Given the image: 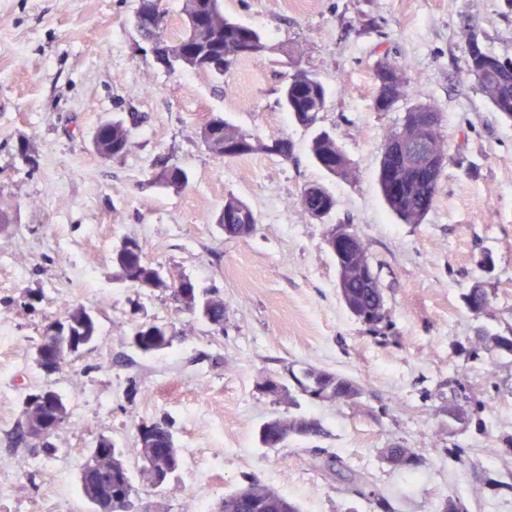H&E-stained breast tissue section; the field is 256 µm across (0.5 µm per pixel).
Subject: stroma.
I'll return each mask as SVG.
<instances>
[{"label": "stroma", "mask_w": 512, "mask_h": 512, "mask_svg": "<svg viewBox=\"0 0 512 512\" xmlns=\"http://www.w3.org/2000/svg\"><path fill=\"white\" fill-rule=\"evenodd\" d=\"M137 0H0V512H90L79 474L99 438L130 470L136 428L167 421L181 455L174 478L139 487L135 512H219L225 495L256 482L301 512H377L355 480L377 484L396 512H512V355L490 342L512 336V121L475 84H459L462 30L512 57V0H222L225 16L274 46L216 80L157 64L134 25ZM327 89L315 129L279 104L289 72L278 46ZM410 66L412 98L434 102L448 142L436 202L422 223L385 206L376 181L380 146L401 112H377L372 67L381 56ZM138 114L128 153L100 158L102 122ZM223 116L268 144L289 138L290 159L267 152L215 158L200 128ZM347 156L348 179L309 152L314 130ZM29 139L38 158L17 154ZM187 170L181 192L149 186L162 156ZM336 198L323 220L300 193ZM259 222L245 238L215 222L227 196ZM347 224L363 240L385 299L372 328L346 308L328 240ZM136 240L166 280L190 278L200 296L224 301V325L184 311L171 292L115 278L112 254ZM491 254L493 269L481 263ZM481 284L489 305L463 296ZM34 294V309L23 306ZM80 304L99 340L53 375L34 361L46 321ZM173 332L146 354L136 328ZM312 367L356 380L351 401H320L260 388ZM49 387L71 415L51 439L55 455L15 439L27 393ZM319 420V436L263 448L272 417ZM415 449L418 464L393 467L387 449ZM497 449L488 457L487 449ZM495 489L484 488L486 479Z\"/></svg>", "instance_id": "obj_1"}]
</instances>
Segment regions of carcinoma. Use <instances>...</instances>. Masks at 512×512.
<instances>
[{"label":"carcinoma","instance_id":"carcinoma-1","mask_svg":"<svg viewBox=\"0 0 512 512\" xmlns=\"http://www.w3.org/2000/svg\"><path fill=\"white\" fill-rule=\"evenodd\" d=\"M181 17L183 31L169 36L165 30L156 27L140 14H135L134 24L141 40L150 46L155 61L165 69L175 72L185 68V63L193 64V73L222 76L232 66L242 60L262 61L275 50L288 56L289 48L276 49L270 46L256 29L224 16L221 0H182ZM467 55L464 66L458 72L461 83L473 82L487 99L493 110L505 119L512 120V58L496 54L485 45L475 44L473 27L464 29ZM374 94L372 107L377 112H393L398 103L404 104V112H428L433 116L434 125L430 129L416 127L407 117L386 135L385 141L414 144L422 142L428 154L448 155V144L440 131V113L431 102H411L410 81L407 66L382 57L375 63ZM326 88L316 74L298 68L287 77L280 88V103L293 120L305 128L315 126L319 112L324 110ZM131 127L121 118L102 123L94 137V149L104 159H115L129 150ZM200 136L209 151L217 158H240L265 151L284 159L293 153V143L286 137L264 144L253 135L243 131L231 122L213 117L206 121ZM310 154L314 162L329 174L345 178L351 168L346 155L335 139L327 132L315 133L310 142ZM442 168L426 164L411 155L400 157L385 151L380 156L378 184L382 197L393 214L405 224H420L433 208ZM150 182L163 189L178 192L184 189L189 176L177 162L164 158L150 172ZM301 204L305 213L315 211L331 213L335 207L334 196L326 189L310 185L301 192ZM216 223L229 237H247L258 224L251 207L242 200L228 196L224 208L216 217ZM112 265L121 268L116 279L134 288L167 289L180 298L179 289L188 290L191 301L199 306V316L212 325H224V301L217 298L200 300L196 288L188 278L168 283L161 277L158 267L144 260L138 243L129 249L120 245L112 254ZM342 300L348 310L359 316V320L369 326H376L385 317V300L380 285L367 287L354 274L343 278L340 290ZM467 309L482 313L489 304L485 288L475 286L465 295ZM61 321L67 323L75 345L66 351L50 349L43 361L36 366L44 374H50L49 366L62 367L68 358L97 343L98 322L93 313L83 305L71 306ZM168 327L163 324L139 326L133 335L134 346L144 353L167 349L172 338L167 335ZM307 396L316 395L320 399L334 400L342 392H360L352 378L326 373L312 367L303 370V379L297 380ZM69 418L67 403L57 392L48 394V400L41 404V415L36 418L29 411L22 410V420L17 427V436L27 442L30 434L38 431L41 425ZM278 421L268 419L258 430L259 444L263 448L279 446ZM288 429L296 435L307 437L322 433L321 423L305 416L288 419ZM147 439L156 449L149 464H141L139 472L144 473L151 466L156 471H169L174 476L181 465V458L169 453L173 435L165 421L149 424ZM116 452L112 440L102 438L92 448L83 465L79 482L82 493L92 505V512H132L135 484L131 483L130 473L113 471L106 466L108 458ZM417 459L413 448H389L387 460L395 467L412 465ZM362 496L372 502L382 512H392V505L383 490L375 485H367ZM256 505L251 506L230 494L224 497L221 512H300L296 503L279 495H267L263 490L255 493Z\"/></svg>","mask_w":512,"mask_h":512}]
</instances>
